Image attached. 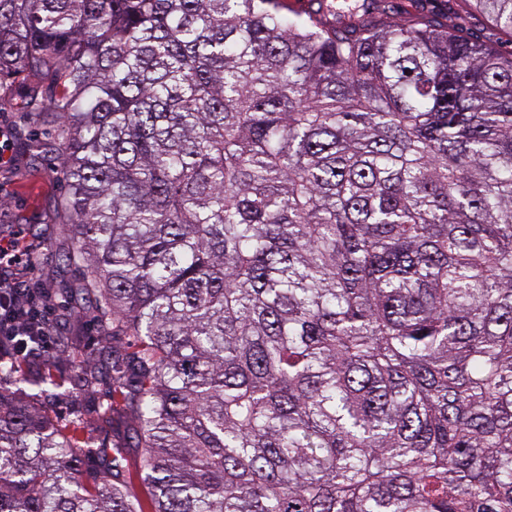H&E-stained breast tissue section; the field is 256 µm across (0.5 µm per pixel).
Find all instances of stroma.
Here are the masks:
<instances>
[{
    "instance_id": "1",
    "label": "stroma",
    "mask_w": 512,
    "mask_h": 512,
    "mask_svg": "<svg viewBox=\"0 0 512 512\" xmlns=\"http://www.w3.org/2000/svg\"><path fill=\"white\" fill-rule=\"evenodd\" d=\"M450 19L500 51L512 50V37L499 33L483 16L472 13L466 0H456ZM27 90L26 82L16 81L11 100L0 106V129L12 133L10 150L5 162L0 163V234L8 236L15 230H23L43 266L42 271L28 272V284L40 283L47 276L51 287L58 288L73 278L72 272L59 266L56 259L60 249L57 239L64 180L58 159L32 158L22 149V135L32 124L21 110ZM71 302L81 310V317L60 314L56 320L62 335L77 337L79 356L89 360L93 370L99 372L100 380L88 392H75L69 383L75 357L33 354L24 357V370L35 373L51 367L55 382L49 386L27 387L26 396L57 424L82 420V435L91 447L108 448L112 445V429L98 419L96 411L112 397V373L96 353L95 304L92 298L80 294L72 295Z\"/></svg>"
}]
</instances>
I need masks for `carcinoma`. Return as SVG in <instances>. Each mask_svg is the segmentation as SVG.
Masks as SVG:
<instances>
[{"mask_svg":"<svg viewBox=\"0 0 512 512\" xmlns=\"http://www.w3.org/2000/svg\"><path fill=\"white\" fill-rule=\"evenodd\" d=\"M308 4L0 0L118 435L0 357V512H512V51Z\"/></svg>","mask_w":512,"mask_h":512,"instance_id":"obj_1","label":"carcinoma"}]
</instances>
